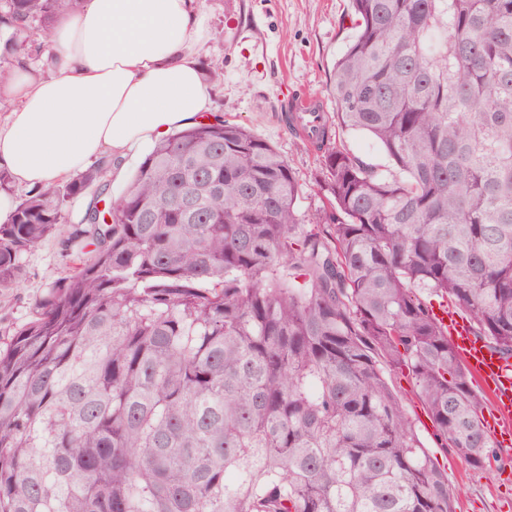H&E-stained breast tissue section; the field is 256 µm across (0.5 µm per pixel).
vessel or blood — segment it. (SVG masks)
Wrapping results in <instances>:
<instances>
[{"label": "vessel or blood", "instance_id": "1", "mask_svg": "<svg viewBox=\"0 0 512 512\" xmlns=\"http://www.w3.org/2000/svg\"><path fill=\"white\" fill-rule=\"evenodd\" d=\"M291 107L306 128H316L323 120L322 108L314 106L307 95H295ZM436 315L447 325L455 353L489 398L490 409L484 420L491 437L502 443L512 441V359L504 358L474 336L468 321L458 312L440 308Z\"/></svg>", "mask_w": 512, "mask_h": 512}]
</instances>
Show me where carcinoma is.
<instances>
[{
	"label": "carcinoma",
	"mask_w": 512,
	"mask_h": 512,
	"mask_svg": "<svg viewBox=\"0 0 512 512\" xmlns=\"http://www.w3.org/2000/svg\"><path fill=\"white\" fill-rule=\"evenodd\" d=\"M351 2L336 112L300 136L325 171L308 219L288 160L216 114L121 196L102 161L0 224L1 292L46 239L69 257L0 349V512H455L396 375L442 447L498 459L432 301L512 357V0ZM82 3L0 0V27ZM337 144L365 163L376 167L380 172L399 175L384 151L370 136L355 132L340 133Z\"/></svg>",
	"instance_id": "cac0c4a2"
}]
</instances>
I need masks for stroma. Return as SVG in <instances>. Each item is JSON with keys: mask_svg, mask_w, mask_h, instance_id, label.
Instances as JSON below:
<instances>
[{"mask_svg": "<svg viewBox=\"0 0 512 512\" xmlns=\"http://www.w3.org/2000/svg\"><path fill=\"white\" fill-rule=\"evenodd\" d=\"M209 25L204 61L219 57L223 70L214 80L211 109L252 129L289 162L302 188L299 211L308 215L323 201L319 152L299 146L286 116L299 91L316 96L325 112L335 106L327 93L333 65L356 30L350 0H201ZM17 289L0 293V346L15 327L32 316L33 304L67 269L57 239L44 241L24 257ZM425 448L459 489L456 512H512V444L490 469L469 468L439 447L420 404L408 405Z\"/></svg>", "mask_w": 512, "mask_h": 512, "instance_id": "stroma-1", "label": "stroma"}]
</instances>
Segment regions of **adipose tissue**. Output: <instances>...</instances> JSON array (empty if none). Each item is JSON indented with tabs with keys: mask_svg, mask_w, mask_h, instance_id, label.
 Here are the masks:
<instances>
[{
	"mask_svg": "<svg viewBox=\"0 0 512 512\" xmlns=\"http://www.w3.org/2000/svg\"><path fill=\"white\" fill-rule=\"evenodd\" d=\"M200 0H86L46 41V65L0 83V167L21 186L59 182L111 158L114 175L149 144L209 111Z\"/></svg>",
	"mask_w": 512,
	"mask_h": 512,
	"instance_id": "adipose-tissue-1",
	"label": "adipose tissue"
}]
</instances>
